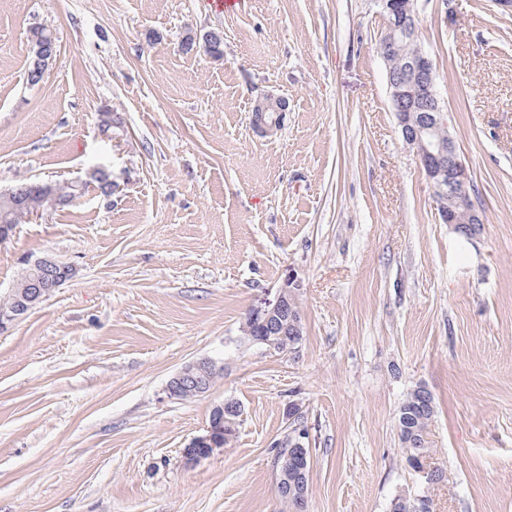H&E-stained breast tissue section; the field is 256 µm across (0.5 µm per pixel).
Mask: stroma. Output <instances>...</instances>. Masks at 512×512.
Listing matches in <instances>:
<instances>
[{
	"label": "stroma",
	"instance_id": "35a3bbf8",
	"mask_svg": "<svg viewBox=\"0 0 512 512\" xmlns=\"http://www.w3.org/2000/svg\"><path fill=\"white\" fill-rule=\"evenodd\" d=\"M417 0L451 135L484 216L460 238L406 145L378 52L375 0H0V191L108 169L0 243V297L46 254L76 277L0 332V512H287L276 441L298 404L309 512H512V12ZM57 54L31 85V30ZM224 32L222 57L183 53ZM286 102L271 135L255 99ZM119 120L100 131L104 111ZM303 341L243 339L288 276ZM209 357L208 395L167 398ZM427 387L429 484L397 414ZM244 415L224 450H182L216 404ZM253 110L252 126L262 134H273L275 128L265 123L264 113L277 112L281 118L282 112L285 110V102L279 97L266 94L256 100ZM406 450V461L410 468H412V461H416L419 463L421 460H424L421 467H417L414 471L420 473L425 477L428 483H432L437 481L441 477V472L437 466H431L429 461L426 459V455L428 454L430 448H411L404 446V451Z\"/></svg>",
	"mask_w": 512,
	"mask_h": 512
}]
</instances>
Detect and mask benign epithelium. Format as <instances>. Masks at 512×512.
<instances>
[{
  "label": "benign epithelium",
  "instance_id": "7a95c632",
  "mask_svg": "<svg viewBox=\"0 0 512 512\" xmlns=\"http://www.w3.org/2000/svg\"><path fill=\"white\" fill-rule=\"evenodd\" d=\"M379 13L385 18L386 32L383 36V61H389L398 36L418 39L420 16L416 0H377ZM34 56L29 71L32 84L41 83L53 60V53L47 46L34 42ZM390 98L402 138L411 146L424 169L434 190L443 193V188L459 198V208L448 213L440 211L442 222L453 227L462 238L469 240L476 236L483 224L482 213L471 200V176L468 167L461 159L455 140L448 134L436 138L439 128L447 125L445 113L436 88V80L430 54L422 45H417L415 55L408 61L405 70L395 72L386 68ZM285 102L279 97L266 94L259 97L254 105L252 126L263 134H272L275 128L266 124L264 113L282 114ZM60 204L57 195L49 185L17 184L0 193V206L9 210L25 208L36 215L41 204ZM31 277L26 287L16 299V306L9 313L0 314V331L23 319L34 308L47 300L58 287L56 275L73 278L77 269L70 263L52 256H43L26 261ZM301 282L295 276L288 277L282 286L276 303L265 310H256L248 316V322L256 329L254 342L267 345L268 350L277 351L276 337L288 334L294 338L302 335L303 322L300 308L296 307ZM219 371L217 362L211 358H200L185 364L176 372L165 387L170 400L181 401L186 394L197 397L210 391L209 380ZM222 415L218 422L208 425L205 432L191 439L182 456L186 464L194 465L221 450L236 432L243 415L241 404L234 399H226L215 406ZM288 443L294 450V456L301 460L298 472L289 479L290 490L294 493L297 512H306L308 489L302 483L303 472L307 465L306 445L309 434L304 428L299 410L288 409Z\"/></svg>",
  "mask_w": 512,
  "mask_h": 512
}]
</instances>
